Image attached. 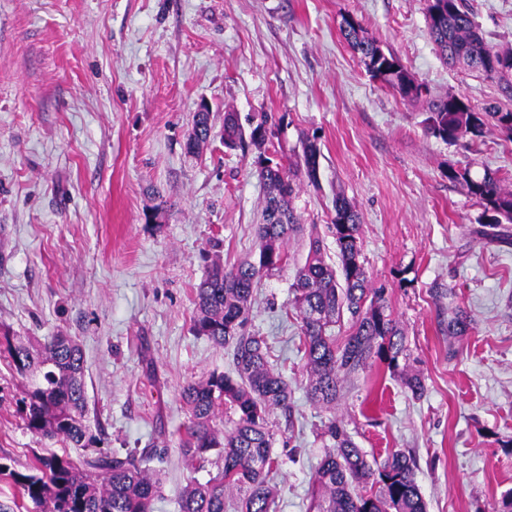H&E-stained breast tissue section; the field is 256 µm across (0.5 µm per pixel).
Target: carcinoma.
<instances>
[{"mask_svg":"<svg viewBox=\"0 0 512 512\" xmlns=\"http://www.w3.org/2000/svg\"><path fill=\"white\" fill-rule=\"evenodd\" d=\"M436 17L427 4L426 20L441 55L485 77L512 86V49L489 44L469 11L467 0H444ZM340 32L370 76L404 101H417L419 84L398 57L385 52L365 35L362 25L345 17ZM426 131L435 138L478 151L486 135L496 131L512 142V110L489 103L476 110L450 95L430 103ZM276 118L260 112L244 129L238 113H224V147L257 152V175L266 188L262 223L257 225L258 260L245 259L229 268L214 262L196 288L191 330L219 348L232 351L234 372L213 371L187 384L181 399L189 418L178 430V445L190 464L213 466L204 481L192 480L178 498L179 512H278L279 490L269 475L279 465L272 448L276 433L269 416L281 411L291 417L292 390L270 367L266 339L247 330L255 285L264 273L288 263L285 243L303 231L292 206L305 176L317 178L320 148L306 138L301 152L283 165L273 162ZM211 134L210 113L196 112L186 143L198 151ZM448 179L460 183L489 216L488 226L512 224V186L499 170L487 169L474 178L469 168L449 169ZM329 230L336 243L338 265L325 260L322 241L309 236L304 264L291 284L289 305L300 319V341L306 356L310 400L324 409L336 405L341 382L380 360L401 371L412 397L421 398L424 379L400 366L408 359L403 333L386 313L384 289L373 288L361 256L362 219L355 206L337 196ZM351 320L350 334L339 340L331 327L343 313ZM471 328L467 312L448 318V336L461 337ZM4 352L14 370L29 379L19 401L27 430L72 448L100 442L86 422L84 357L71 337L56 333L35 349L4 334ZM328 443L315 469L308 512H427L416 481L417 459L393 450L371 463L332 417L324 425ZM161 457L150 448L124 457L98 453L76 462L69 455L36 454L28 472L0 462V475L17 490L12 503L0 502V512H19L30 503L38 512H153L160 482L145 463Z\"/></svg>","mask_w":512,"mask_h":512,"instance_id":"cac0c4a2","label":"carcinoma"}]
</instances>
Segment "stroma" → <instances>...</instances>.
<instances>
[{"instance_id":"35a3bbf8","label":"stroma","mask_w":512,"mask_h":512,"mask_svg":"<svg viewBox=\"0 0 512 512\" xmlns=\"http://www.w3.org/2000/svg\"><path fill=\"white\" fill-rule=\"evenodd\" d=\"M488 42L512 48V0H469ZM425 0H0V330L84 352L88 422L101 450L125 455L165 430L154 512H178L197 478L177 445L182 388L232 368L230 350L190 331L208 266L257 249L264 187L253 153L224 146V112L281 117L279 154L320 148L317 183L294 200L300 223L336 246V195L362 217V258L402 328L414 399L386 365L344 382L336 416L368 459L413 452L428 512H492L512 493V241L486 238L483 210L449 169L512 172V142L489 133L480 154L427 135V104L373 80L340 33L353 16L430 97L512 109V87L445 64ZM212 136L186 138L200 102ZM264 275L250 329L292 388L293 413L270 422L281 465L279 512H306L328 414L307 396L289 285L305 240ZM453 289L436 298L434 289ZM463 307L465 336L448 335ZM25 377L0 356V457L22 471L34 453L68 449L26 430Z\"/></svg>"}]
</instances>
